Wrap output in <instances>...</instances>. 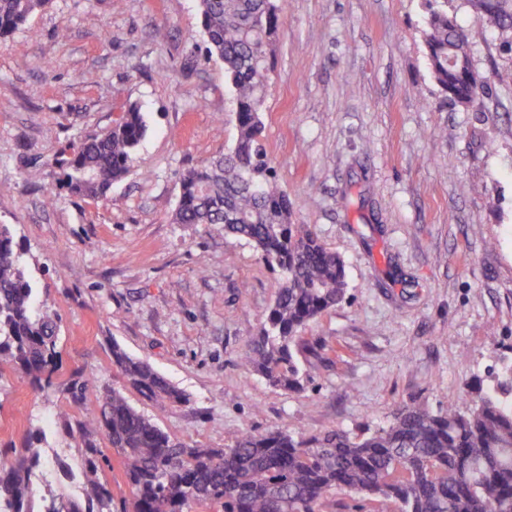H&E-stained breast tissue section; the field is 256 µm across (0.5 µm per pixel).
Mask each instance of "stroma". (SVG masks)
I'll use <instances>...</instances> for the list:
<instances>
[{"label":"stroma","instance_id":"obj_1","mask_svg":"<svg viewBox=\"0 0 512 512\" xmlns=\"http://www.w3.org/2000/svg\"><path fill=\"white\" fill-rule=\"evenodd\" d=\"M280 5L265 146L295 223L343 257L348 282L345 301L304 333L310 381L298 392L238 363L279 272L245 239L171 221L180 173L237 135L198 0H50L0 46V224L37 305L62 316L51 386L0 365V448L37 451L40 487L79 496L57 467L80 463L57 414L97 409L92 394L72 405L73 374L121 386L116 344L188 397L145 414L213 448L281 427L360 435L409 400L463 408L512 361V81L466 107L446 102L425 52L424 0ZM448 13L477 74H512V51L470 0H448ZM129 103L148 124L130 174L96 203L56 189L57 152Z\"/></svg>","mask_w":512,"mask_h":512}]
</instances>
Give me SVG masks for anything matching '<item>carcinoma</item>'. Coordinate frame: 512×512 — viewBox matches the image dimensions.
Segmentation results:
<instances>
[{"mask_svg": "<svg viewBox=\"0 0 512 512\" xmlns=\"http://www.w3.org/2000/svg\"><path fill=\"white\" fill-rule=\"evenodd\" d=\"M424 44L432 76L445 99L468 106L481 84L464 30L445 9L427 0ZM49 0H0V43ZM505 37H512V0H473ZM207 53L224 63L234 93L237 137L233 147L180 176L175 224H213L252 242L261 260L283 274L264 326L240 361L286 391L304 386L297 354L307 325L344 301L345 261L309 224H297L268 157L261 114L270 71L269 46L280 23L275 0H199ZM147 132L135 104L111 129L69 143L56 164L70 194L97 202L130 172ZM61 318L34 306L22 254L7 224H0V361L32 383L49 386L60 370ZM112 369L123 388L103 391L98 412L63 428L83 448L82 496H37L32 477L38 455L29 448H0V512H114L107 478L105 436L132 491V512H329L338 493L398 505V512H496L512 506V365L491 373L493 387L461 411L432 412L409 401L383 426L362 437L336 427L309 437L286 428L246 432L230 448L190 445L131 405V390L168 409L187 401L149 363L112 344ZM97 388L77 374L67 390L74 403Z\"/></svg>", "mask_w": 512, "mask_h": 512, "instance_id": "cac0c4a2", "label": "carcinoma"}]
</instances>
